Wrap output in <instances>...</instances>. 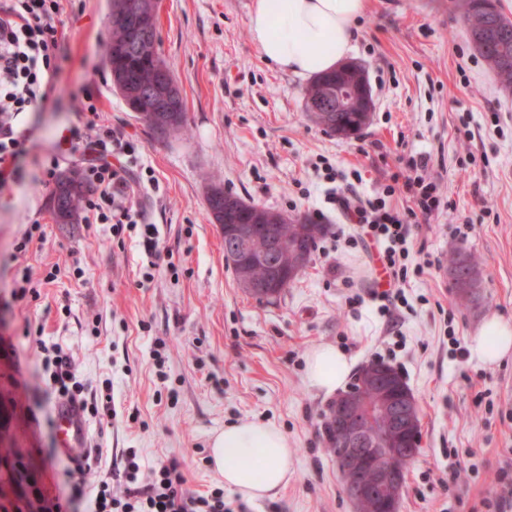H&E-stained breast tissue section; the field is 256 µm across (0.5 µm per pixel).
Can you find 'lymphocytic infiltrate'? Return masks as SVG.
I'll list each match as a JSON object with an SVG mask.
<instances>
[{"label": "lymphocytic infiltrate", "instance_id": "1", "mask_svg": "<svg viewBox=\"0 0 512 512\" xmlns=\"http://www.w3.org/2000/svg\"><path fill=\"white\" fill-rule=\"evenodd\" d=\"M63 0H0V190L19 175V161L26 152L30 131L23 116L45 107L65 60L58 26ZM87 118L68 130L67 149L50 152L43 170L44 183H51L64 155L80 156L82 173L91 195L85 202L86 224L110 225L113 235L125 229H140L146 250L160 257L158 230L145 223L144 213L131 199L129 182L136 159V146L99 121L95 102L85 107ZM429 159L410 158L407 169L395 174L381 197L361 199L346 195L343 188H330L327 199L337 206L355 229L350 243L370 241L380 245L379 261L388 274L390 291L382 293L380 313L386 314L401 299V284L408 278L412 227L429 223L442 206L439 187L426 173ZM404 193L410 204L404 211L387 208V197ZM42 354V378L59 397L79 402L83 412L95 417L97 404L82 400L84 385L75 363L60 345L38 341ZM140 465L136 451H128L123 472L125 487L113 492L108 480L88 483L84 471H66L68 492L55 502L54 512H235L215 488L195 494L177 461L161 463L151 478L139 483Z\"/></svg>", "mask_w": 512, "mask_h": 512}]
</instances>
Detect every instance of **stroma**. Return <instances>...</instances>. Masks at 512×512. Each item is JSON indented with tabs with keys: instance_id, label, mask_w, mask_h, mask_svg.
<instances>
[{
	"instance_id": "obj_1",
	"label": "stroma",
	"mask_w": 512,
	"mask_h": 512,
	"mask_svg": "<svg viewBox=\"0 0 512 512\" xmlns=\"http://www.w3.org/2000/svg\"><path fill=\"white\" fill-rule=\"evenodd\" d=\"M253 0H161L159 52L174 73L187 113L184 130L156 137L112 86L104 45L110 0H66L67 59L51 101L28 113L35 136L23 175L0 193V325L13 349L0 351V456L18 455L35 474L42 506L70 466L54 433L55 399L38 377L36 338L75 362L87 401L112 399V416L89 421L99 456L87 466L122 473L135 449L151 465L177 459L187 488H222L209 465L211 439L230 423L280 427L294 450L288 483L245 512H354L326 445L328 396L305 378L320 344L344 349L356 366L382 357L404 377L421 410V447L409 466L400 512H492L496 471L512 448V356L494 366L452 354L450 336L469 343L482 323L512 321V89L473 50L458 0H371L355 24L354 58L371 87L372 120L341 140L305 109L307 82L267 63L248 20ZM101 122L133 140L137 165L157 192L140 199L159 230L166 264L152 268L135 231L56 223L42 164L66 127L78 123L85 93ZM430 157L451 204L415 233L405 300L389 332L370 295L377 250L335 243L352 234L328 210V172L359 170V192L381 195L400 159ZM218 185L246 203L325 222L305 274L277 300L239 288L206 205ZM42 239L15 247L30 220ZM467 234H456L460 224ZM457 253L480 264L474 302L460 301L448 273ZM60 273L43 278L52 266ZM36 290L12 300L18 267ZM356 306H349V298ZM28 358L16 384L14 352ZM463 465L448 478V453Z\"/></svg>"
}]
</instances>
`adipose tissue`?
Listing matches in <instances>:
<instances>
[{
  "instance_id": "ef3b65f1",
  "label": "adipose tissue",
  "mask_w": 512,
  "mask_h": 512,
  "mask_svg": "<svg viewBox=\"0 0 512 512\" xmlns=\"http://www.w3.org/2000/svg\"><path fill=\"white\" fill-rule=\"evenodd\" d=\"M370 0H255L249 15L252 40L279 70L308 80L334 70L355 50L354 25ZM470 351L490 366L512 354V323L490 317L473 336ZM353 365L331 344L306 358V381L316 392L343 387ZM293 450L287 435L263 421L225 426L213 438L211 464L226 488L253 501L286 484Z\"/></svg>"
}]
</instances>
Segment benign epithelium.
Masks as SVG:
<instances>
[{"instance_id":"7a95c632","label":"benign epithelium","mask_w":512,"mask_h":512,"mask_svg":"<svg viewBox=\"0 0 512 512\" xmlns=\"http://www.w3.org/2000/svg\"><path fill=\"white\" fill-rule=\"evenodd\" d=\"M158 9L159 0H111L107 22L119 19L132 38H145ZM157 73L158 82L151 89H134L131 80L125 77L115 76L113 81L131 98L129 110L163 137L181 120L183 112L176 83L164 66H158ZM337 73L336 86L323 88L321 97L310 101L313 111L320 113L324 127L335 125L338 112H363L369 117L373 109L364 67L350 61L338 67ZM207 205L212 217L224 218L219 225L224 234V257L238 268L244 289L254 298L267 299L307 264L305 234H316L317 226L309 224L306 232L285 239L280 233V225L288 223L285 215L268 210L253 224L239 198L222 187L208 192ZM255 268L264 269V276L249 275ZM368 381L378 393L377 400L361 399L359 391L352 387L327 409L337 446L336 465L355 512H360L362 504L380 507L383 512H399L405 472L398 469L395 459L417 454L419 409L412 394L401 388L389 367L373 366ZM10 494L20 500L25 512H40L34 492L14 486Z\"/></svg>"}]
</instances>
